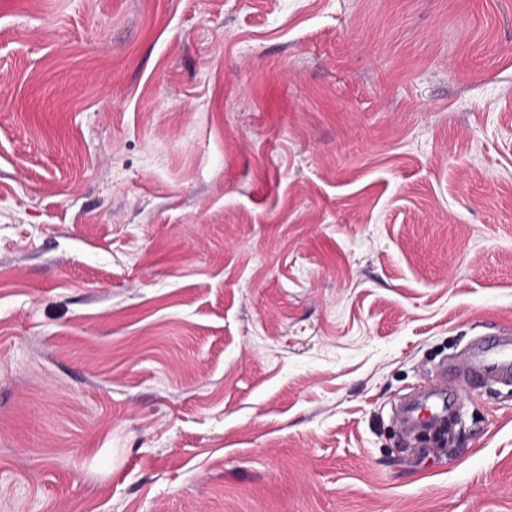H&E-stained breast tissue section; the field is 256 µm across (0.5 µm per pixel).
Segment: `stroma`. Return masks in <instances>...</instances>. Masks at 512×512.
I'll use <instances>...</instances> for the list:
<instances>
[{
	"instance_id": "stroma-1",
	"label": "stroma",
	"mask_w": 512,
	"mask_h": 512,
	"mask_svg": "<svg viewBox=\"0 0 512 512\" xmlns=\"http://www.w3.org/2000/svg\"><path fill=\"white\" fill-rule=\"evenodd\" d=\"M512 0H0V512H512ZM457 378L448 382V364L419 399L398 409L406 432L430 430L443 434L447 444V425L456 415L464 393L489 377L512 379V328H498L471 344L453 365Z\"/></svg>"
}]
</instances>
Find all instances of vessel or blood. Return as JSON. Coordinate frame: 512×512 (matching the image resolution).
Masks as SVG:
<instances>
[{
    "mask_svg": "<svg viewBox=\"0 0 512 512\" xmlns=\"http://www.w3.org/2000/svg\"><path fill=\"white\" fill-rule=\"evenodd\" d=\"M491 377L512 379L511 327L481 336L460 355L452 372H440L422 397L402 404L398 416L403 429L446 433L464 393Z\"/></svg>",
    "mask_w": 512,
    "mask_h": 512,
    "instance_id": "b4317fda",
    "label": "vessel or blood"
}]
</instances>
